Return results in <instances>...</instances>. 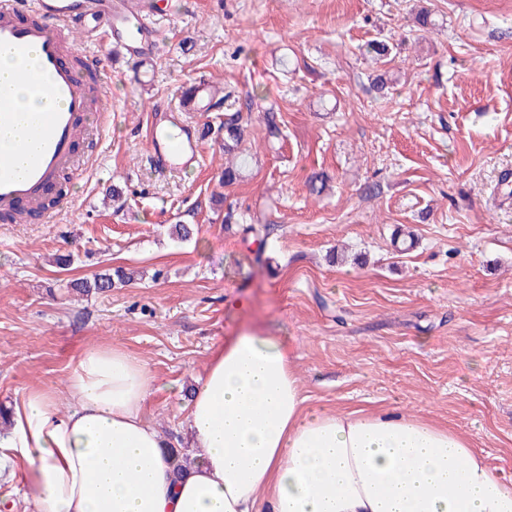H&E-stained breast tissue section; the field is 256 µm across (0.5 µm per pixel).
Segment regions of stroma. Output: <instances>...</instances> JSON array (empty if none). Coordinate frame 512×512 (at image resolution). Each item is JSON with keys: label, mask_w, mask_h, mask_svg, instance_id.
Returning <instances> with one entry per match:
<instances>
[{"label": "stroma", "mask_w": 512, "mask_h": 512, "mask_svg": "<svg viewBox=\"0 0 512 512\" xmlns=\"http://www.w3.org/2000/svg\"><path fill=\"white\" fill-rule=\"evenodd\" d=\"M157 6L150 89L95 46L112 66V119L70 207L0 224V408L33 390L65 398L82 353L114 346L145 363L149 417L187 453V406L215 351L272 336L305 408L409 414L512 478V199L499 193L512 172V0ZM375 40L386 63L366 52ZM201 76L252 112L243 176L224 188L216 136L193 169L160 174L148 159L152 109ZM115 186L118 204L105 197ZM180 221L197 227L191 241L170 236ZM118 267L126 285L71 288Z\"/></svg>", "instance_id": "obj_1"}]
</instances>
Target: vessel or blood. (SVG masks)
I'll return each instance as SVG.
<instances>
[{"label":"vessel or blood","mask_w":512,"mask_h":512,"mask_svg":"<svg viewBox=\"0 0 512 512\" xmlns=\"http://www.w3.org/2000/svg\"><path fill=\"white\" fill-rule=\"evenodd\" d=\"M153 10L138 0H0V50L20 64L19 75L32 93L54 100L42 112L21 113L10 87L0 85V131L14 127L25 137L13 152L25 155L22 170L0 164V221L24 223L44 213L58 195L62 175L76 174L84 157L97 154L101 129L93 102L108 105V70L99 55L84 51L79 37L104 42L136 62L151 57ZM195 95L183 98L180 111H168L147 126L153 167L161 172L197 165L201 151L195 130L180 112L201 111L211 93L204 78L194 82Z\"/></svg>","instance_id":"1"}]
</instances>
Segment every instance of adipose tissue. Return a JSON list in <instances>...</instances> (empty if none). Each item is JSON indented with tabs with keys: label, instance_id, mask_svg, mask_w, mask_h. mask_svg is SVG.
Wrapping results in <instances>:
<instances>
[{
	"label": "adipose tissue",
	"instance_id": "1",
	"mask_svg": "<svg viewBox=\"0 0 512 512\" xmlns=\"http://www.w3.org/2000/svg\"><path fill=\"white\" fill-rule=\"evenodd\" d=\"M69 408L32 391L5 445L36 512H512V479L467 439L406 414L310 412L285 346L227 341L186 423L197 459L175 474L147 418L153 379L94 347L66 382Z\"/></svg>",
	"mask_w": 512,
	"mask_h": 512
}]
</instances>
